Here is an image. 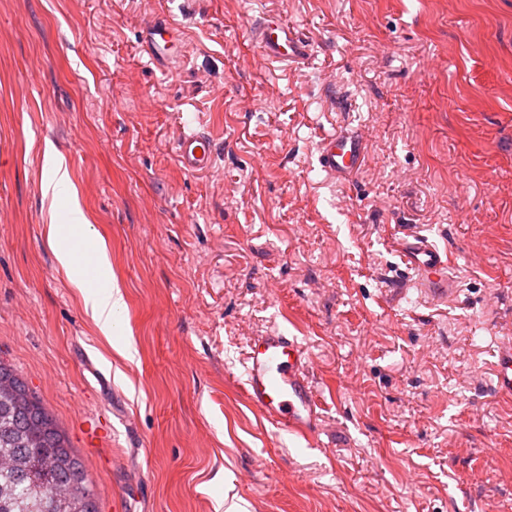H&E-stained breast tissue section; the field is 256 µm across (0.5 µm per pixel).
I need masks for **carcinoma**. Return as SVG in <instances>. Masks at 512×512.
<instances>
[{"label": "carcinoma", "instance_id": "carcinoma-1", "mask_svg": "<svg viewBox=\"0 0 512 512\" xmlns=\"http://www.w3.org/2000/svg\"><path fill=\"white\" fill-rule=\"evenodd\" d=\"M0 378L20 392L0 403V512H62L61 484L81 494V512H99L85 467L53 417L2 360Z\"/></svg>", "mask_w": 512, "mask_h": 512}]
</instances>
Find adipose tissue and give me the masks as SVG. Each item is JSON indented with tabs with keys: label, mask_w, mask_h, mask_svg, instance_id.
I'll use <instances>...</instances> for the list:
<instances>
[{
	"label": "adipose tissue",
	"mask_w": 512,
	"mask_h": 512,
	"mask_svg": "<svg viewBox=\"0 0 512 512\" xmlns=\"http://www.w3.org/2000/svg\"><path fill=\"white\" fill-rule=\"evenodd\" d=\"M90 227L88 217L81 209H74L68 223L49 224L48 236L54 245V255L58 266L65 271L70 282L82 296L84 307L94 324L104 337H111L115 315L124 304V294L117 281L105 280L97 289H88L82 272L81 258L63 241L67 236H86Z\"/></svg>",
	"instance_id": "adipose-tissue-1"
}]
</instances>
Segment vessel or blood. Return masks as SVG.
I'll use <instances>...</instances> for the list:
<instances>
[{
    "label": "vessel or blood",
    "instance_id": "b4317fda",
    "mask_svg": "<svg viewBox=\"0 0 512 512\" xmlns=\"http://www.w3.org/2000/svg\"><path fill=\"white\" fill-rule=\"evenodd\" d=\"M181 34L175 19L166 14L154 17L143 40L145 52L154 59H176L171 42ZM265 57L288 62L303 58L309 45L280 17L267 15L256 32ZM364 146L360 137L333 136L319 149L321 168L330 176H343L362 163ZM179 166L190 173L212 169L215 143L212 135L199 128L184 134L176 147ZM401 253L422 291L433 301L444 302L453 290L448 281V255L427 238L414 235L401 243ZM309 357L297 337L274 331L253 342L247 354L243 391L248 403L280 429L305 439L315 437L319 428V406L308 376ZM494 388L501 397L512 398V341L499 347L493 365Z\"/></svg>",
    "mask_w": 512,
    "mask_h": 512
}]
</instances>
